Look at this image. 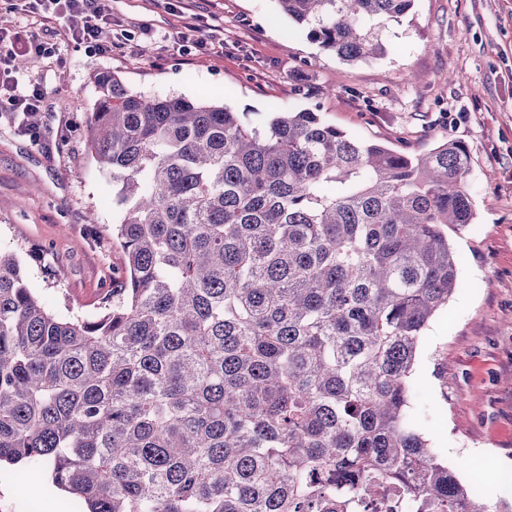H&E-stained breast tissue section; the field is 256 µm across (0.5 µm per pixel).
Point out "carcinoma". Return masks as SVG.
Instances as JSON below:
<instances>
[{"instance_id": "cac0c4a2", "label": "carcinoma", "mask_w": 512, "mask_h": 512, "mask_svg": "<svg viewBox=\"0 0 512 512\" xmlns=\"http://www.w3.org/2000/svg\"><path fill=\"white\" fill-rule=\"evenodd\" d=\"M274 2L358 62L414 0ZM87 129L125 270L68 317L0 251V463L82 512H490L409 402L476 216L463 143L403 153L311 109L261 130L113 74Z\"/></svg>"}]
</instances>
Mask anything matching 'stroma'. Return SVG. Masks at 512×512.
I'll list each match as a JSON object with an SVG mask.
<instances>
[{
	"label": "stroma",
	"instance_id": "1",
	"mask_svg": "<svg viewBox=\"0 0 512 512\" xmlns=\"http://www.w3.org/2000/svg\"><path fill=\"white\" fill-rule=\"evenodd\" d=\"M106 55L66 39L27 57L22 82L43 102L29 122L0 99V251L66 316L96 311L124 263L112 233V181L86 147L96 78L149 97L204 99L262 127L310 109L363 140L423 153L442 138L470 153L476 219L449 240L459 288L429 323L412 372L417 428L449 468L496 506L512 503V0H415L388 22L386 54L348 63L288 22L273 0H112ZM196 23L208 45L184 50ZM0 501L72 512L46 468L0 465Z\"/></svg>",
	"mask_w": 512,
	"mask_h": 512
}]
</instances>
